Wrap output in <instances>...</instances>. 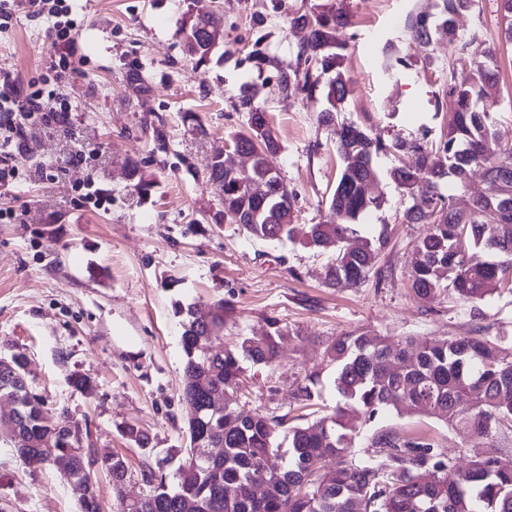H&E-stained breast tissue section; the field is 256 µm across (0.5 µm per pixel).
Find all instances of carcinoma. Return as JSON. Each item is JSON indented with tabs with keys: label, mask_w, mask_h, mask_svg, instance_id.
Returning a JSON list of instances; mask_svg holds the SVG:
<instances>
[{
	"label": "carcinoma",
	"mask_w": 512,
	"mask_h": 512,
	"mask_svg": "<svg viewBox=\"0 0 512 512\" xmlns=\"http://www.w3.org/2000/svg\"><path fill=\"white\" fill-rule=\"evenodd\" d=\"M475 2L436 0L435 13L411 12L405 20L416 40L428 44L443 34L457 45L459 55L481 57L467 68L448 64L446 134L433 144L425 133L386 140L354 123L336 130L342 168L329 214L305 231L293 223L292 192L284 184L276 186L272 174L278 137L253 96L242 92L235 106L248 119L230 143L235 150L250 152L253 161L238 172L226 169L219 155L206 164L208 182L240 229L255 240L299 238L309 246L336 249V259L326 269L328 284L356 286L385 244L379 238L345 246L354 225L380 205L373 158L412 153L417 166L395 168L391 177L420 200L405 211L406 222L429 225L408 259L415 296L433 304L449 290L463 303H476L501 290L512 292V150L503 160L488 154L499 48L486 44L477 31L460 39L455 25V17ZM500 6L503 39L511 46L512 0H500ZM347 23V13L334 0L291 18L306 35L297 47L296 67L279 76L278 94H312L326 75L330 105L347 99L350 87L342 71L346 45L336 43L335 37L336 28ZM220 28L218 15L194 0L179 29L186 57L206 62L216 46L211 33ZM474 167L484 170L497 194L474 199L464 212L443 192V184L450 179L464 184ZM477 248L493 260L471 262L468 254ZM227 312L222 299L207 308L175 304L188 378L182 395L189 414L187 444L171 482L162 472L164 461L144 463L141 478L151 490L125 502L123 512H512V468L500 464L503 449L496 444L512 435L511 343L479 334L443 340L409 336L397 342L364 333L338 336L325 350L336 367V407L327 416L288 428V448L283 449L278 439L284 418L244 414L229 401L243 383L244 363L273 365L285 329L274 321L263 335L240 336L232 345L219 346ZM318 378L311 374L298 385L295 399L312 401ZM216 400L223 401L221 413L212 410ZM392 411L462 426L490 445L467 449L466 466L423 432H385L357 453L356 415L372 421ZM21 412L19 435L11 444L22 463L41 468L52 454L67 460L61 477L84 485L79 512H102L91 465L103 459L112 482L119 484L128 474L126 460L113 453L99 456L89 432L47 418L39 401L23 400ZM118 431L145 456L152 454L151 437L142 427L128 422Z\"/></svg>",
	"instance_id": "carcinoma-1"
}]
</instances>
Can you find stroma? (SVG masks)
<instances>
[{
    "instance_id": "obj_1",
    "label": "stroma",
    "mask_w": 512,
    "mask_h": 512,
    "mask_svg": "<svg viewBox=\"0 0 512 512\" xmlns=\"http://www.w3.org/2000/svg\"><path fill=\"white\" fill-rule=\"evenodd\" d=\"M314 2L207 0L221 19L222 37L199 65L185 58L178 37L193 0H78L73 66L62 72L50 68L55 50L41 20L21 13L0 33V71L48 82L72 108L64 127L26 123L27 147L11 158L16 176L0 188V356L25 354L29 386L45 413L89 426L96 447L126 458L121 484L102 467L93 471L103 512H120L123 502L149 491L141 480L142 454L118 424L140 423L160 459L186 445L175 301H224L226 343L264 334L275 321L286 327L277 361L248 368L236 406L286 416L292 425L332 413L338 394L325 347L337 336L444 339L479 330L512 341V293L472 304L445 295L431 308L414 295L405 259L428 227L406 223L413 200L389 176L392 168L414 166L413 155L375 160L381 204L356 230L385 237L386 245L374 272L352 288L326 283L331 253L297 241L248 238L223 213L205 164L246 124V113L234 108L244 85H252L255 105L277 131L274 164L295 197L298 224L319 223L328 211L340 168L335 125L354 122L387 139L423 132L433 143L447 129L448 115L435 105L455 49L444 38L430 45L413 40L399 24L409 12H433L434 0H343L350 20L336 40L347 46L351 93L334 125L320 120L328 106L324 93L280 96L277 78L295 66L304 37L289 21ZM455 23L498 43L500 2L477 0ZM256 48L268 57L260 68L251 59ZM387 54L418 62L430 56L434 63L420 72L400 70L395 82L380 67ZM498 66L496 139L489 145L496 158L512 147V48L500 50ZM138 75L148 82L147 93H137ZM186 112L197 116L200 129L183 122ZM157 129L164 143L155 140ZM130 161L152 182L148 198L127 176ZM91 188L100 205L86 200ZM314 372L318 395L312 406L300 407L293 392ZM75 376L93 381L95 391L75 389ZM359 427L367 440L384 431L424 432L453 455L487 445L464 428L407 412ZM77 510L78 494L56 468H26L0 437V512Z\"/></svg>"
}]
</instances>
